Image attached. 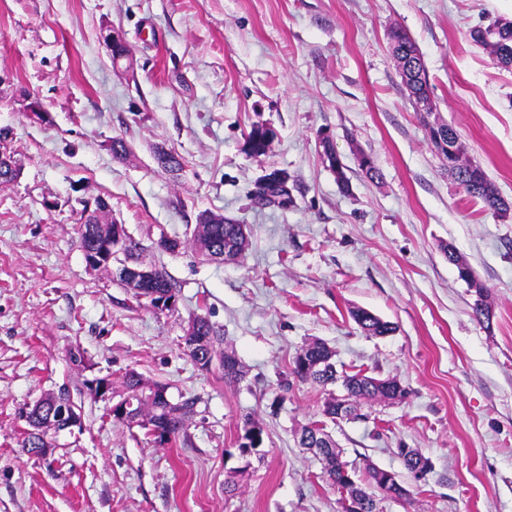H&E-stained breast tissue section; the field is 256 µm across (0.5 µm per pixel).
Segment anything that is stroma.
I'll list each match as a JSON object with an SVG mask.
<instances>
[{
  "instance_id": "obj_1",
  "label": "stroma",
  "mask_w": 512,
  "mask_h": 512,
  "mask_svg": "<svg viewBox=\"0 0 512 512\" xmlns=\"http://www.w3.org/2000/svg\"><path fill=\"white\" fill-rule=\"evenodd\" d=\"M499 18L512 19V0H0V128L20 167L0 185V512H341L321 458L297 443L320 420L344 460L409 489L376 492L379 512H512V67L470 38ZM395 27L423 55L434 117L507 211L470 197L427 141L389 49ZM112 30L128 59L112 60ZM30 96L44 120L26 114ZM255 123L277 133L262 156L244 149ZM323 131L348 188L321 155ZM116 138L125 158L109 149ZM160 147L180 171L158 166ZM363 153L378 178L361 171ZM275 170L293 202L258 207L251 194ZM98 198L175 282L173 309L88 267L79 219ZM205 211L246 224L238 262L193 249ZM163 236L180 248L159 249ZM447 245L485 285L491 324L474 316ZM358 308L394 333H365ZM198 315L241 381L188 356ZM313 341L338 370L397 379L408 397L325 421L341 385L291 374ZM130 371L193 400L186 439L161 445L113 420ZM98 378L110 399L90 395ZM62 390L81 426L48 433L47 457L22 453V410ZM248 419L263 444L243 457ZM403 448L428 459L424 478ZM366 470L368 473V482L374 485L377 489L395 498H406L407 496H409L410 491L408 489H406L405 493L402 494V491L399 488H395L394 485H391L389 487L381 485L380 481L378 480V476L381 477L382 482L385 484H398V478L394 472L381 469L379 470L378 473V470L370 465L367 466Z\"/></svg>"
}]
</instances>
